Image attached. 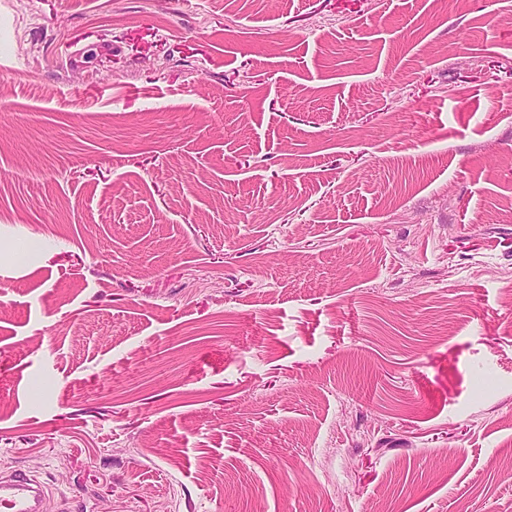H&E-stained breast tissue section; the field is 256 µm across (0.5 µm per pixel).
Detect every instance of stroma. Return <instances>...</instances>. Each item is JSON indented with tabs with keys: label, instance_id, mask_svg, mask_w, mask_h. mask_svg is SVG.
<instances>
[{
	"label": "stroma",
	"instance_id": "stroma-1",
	"mask_svg": "<svg viewBox=\"0 0 512 512\" xmlns=\"http://www.w3.org/2000/svg\"><path fill=\"white\" fill-rule=\"evenodd\" d=\"M48 512H512V10L0 0V480ZM0 503L8 512H44L46 496L37 481L14 476L0 482Z\"/></svg>",
	"mask_w": 512,
	"mask_h": 512
}]
</instances>
